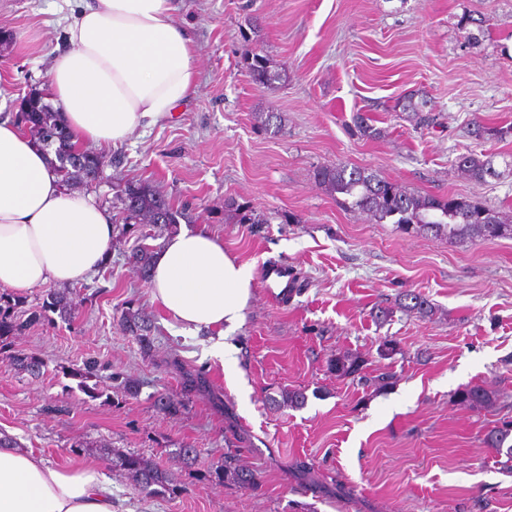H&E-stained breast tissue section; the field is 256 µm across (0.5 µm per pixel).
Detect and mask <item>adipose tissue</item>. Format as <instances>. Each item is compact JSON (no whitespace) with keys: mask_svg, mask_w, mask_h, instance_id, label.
Returning a JSON list of instances; mask_svg holds the SVG:
<instances>
[{"mask_svg":"<svg viewBox=\"0 0 512 512\" xmlns=\"http://www.w3.org/2000/svg\"><path fill=\"white\" fill-rule=\"evenodd\" d=\"M173 0H88L67 25L68 46L45 75L73 143L100 151L125 142L186 97L195 73ZM112 215L91 195L65 189L45 153L16 123L0 120V288L20 294L84 281L110 260ZM250 265L200 228L184 227L153 258L151 300L166 326L211 333L210 354L253 297ZM96 465L63 469L30 448L0 447V512H123Z\"/></svg>","mask_w":512,"mask_h":512,"instance_id":"adipose-tissue-1","label":"adipose tissue"}]
</instances>
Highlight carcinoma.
I'll use <instances>...</instances> for the list:
<instances>
[{"mask_svg":"<svg viewBox=\"0 0 512 512\" xmlns=\"http://www.w3.org/2000/svg\"><path fill=\"white\" fill-rule=\"evenodd\" d=\"M246 67L253 82L258 85L281 79L282 72L271 68L268 58L258 53L246 58ZM18 122L47 153L54 155L50 163L66 188L76 182L96 179L105 165V157L101 154L72 144L71 135L62 123L61 113L44 101L42 92L30 94L28 111L18 113ZM508 134H512V126L494 128L475 125L470 129L471 137L478 141L492 137L501 139ZM490 165V157L481 158L476 154L462 156L458 161V166L465 175L477 183L486 181ZM314 179L328 192L343 196L342 203L350 210L365 213L378 224H396L406 230L430 233L450 241L468 237L487 240L512 237V224L504 223L497 212L472 198L454 195L447 198L421 196L355 166H322L315 171ZM116 202L123 214L124 223L131 226L155 224L166 227L179 223L178 212L147 182L126 183L118 190ZM226 210L228 219L239 224L269 223L264 213L233 202L226 204ZM152 256V248L145 245L138 246L130 255V262L145 281L149 279ZM398 308L423 318H429L435 312V307L429 300L414 291H408L399 297ZM53 313L58 314L62 320L71 318V299L67 289H49L40 308L30 312L27 321L51 322ZM19 326L21 322L18 302L12 294L0 293V339L12 335ZM120 329L134 337L142 350L147 352L151 349L153 326L141 309L131 306L125 308L120 317ZM12 361L34 377L40 375L43 367L42 361L32 356L14 355ZM328 366L336 372V376H356L367 387L385 388L394 377L389 372L372 378L363 375V362L349 352L337 353L329 360ZM454 399L455 402L473 409H486L496 403L497 395L483 387L473 386L457 391ZM306 401L305 390L283 389L280 399H272V404L279 408H299ZM511 437L512 420L503 421L487 434V442L491 447L506 457L503 462L505 469L512 467V444L508 443ZM120 466L132 478L138 490L148 496L171 497L182 492L177 472L157 467L137 454L123 455ZM209 473L218 480L242 488H252L258 483L256 473L236 465L231 455L225 456L224 461L211 467Z\"/></svg>","mask_w":512,"mask_h":512,"instance_id":"cac0c4a2","label":"carcinoma"}]
</instances>
